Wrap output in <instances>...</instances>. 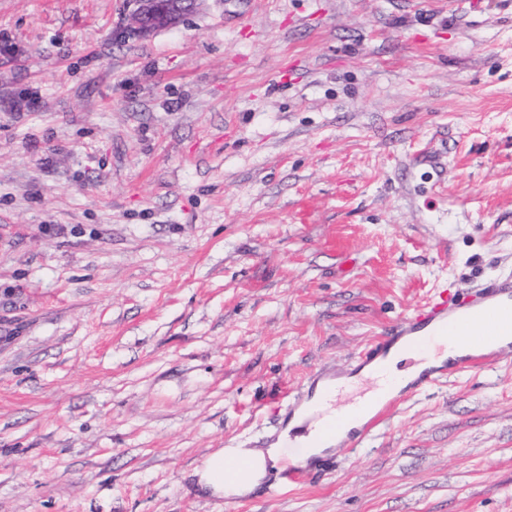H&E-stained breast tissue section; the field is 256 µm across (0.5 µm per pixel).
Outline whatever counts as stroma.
Masks as SVG:
<instances>
[{"label": "stroma", "mask_w": 512, "mask_h": 512, "mask_svg": "<svg viewBox=\"0 0 512 512\" xmlns=\"http://www.w3.org/2000/svg\"><path fill=\"white\" fill-rule=\"evenodd\" d=\"M0 0V512H512V352L326 476L220 448L425 300L512 277V0ZM201 0H131L129 29L142 38L174 27L197 10Z\"/></svg>", "instance_id": "35a3bbf8"}]
</instances>
